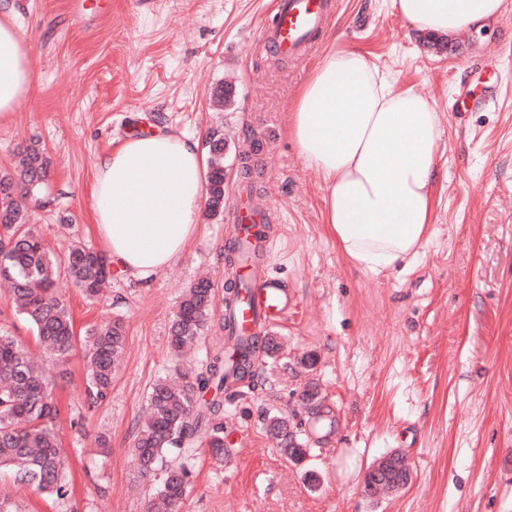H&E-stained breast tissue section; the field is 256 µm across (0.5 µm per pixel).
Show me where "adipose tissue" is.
Returning a JSON list of instances; mask_svg holds the SVG:
<instances>
[{
  "label": "adipose tissue",
  "mask_w": 512,
  "mask_h": 512,
  "mask_svg": "<svg viewBox=\"0 0 512 512\" xmlns=\"http://www.w3.org/2000/svg\"><path fill=\"white\" fill-rule=\"evenodd\" d=\"M418 33L484 27L503 0H391ZM32 45L0 12V122L32 93ZM441 119L429 98L396 90L361 51L330 46L299 90L287 134L327 189L324 224L346 263L370 277L403 273L428 240ZM198 138L129 137L97 165L92 212L119 273L147 281L174 264L199 226L206 192Z\"/></svg>",
  "instance_id": "adipose-tissue-1"
}]
</instances>
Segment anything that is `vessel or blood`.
Returning a JSON list of instances; mask_svg holds the SVG:
<instances>
[{
	"label": "vessel or blood",
	"instance_id": "b4317fda",
	"mask_svg": "<svg viewBox=\"0 0 512 512\" xmlns=\"http://www.w3.org/2000/svg\"><path fill=\"white\" fill-rule=\"evenodd\" d=\"M331 13L332 0H276L275 14L262 30L266 52L278 59L307 55ZM238 196L239 202L231 211L230 219L239 230L276 221V212L267 205L257 206L248 187H240ZM236 274L250 286L237 313L242 332L248 334L255 325L266 326L279 320L288 307L286 286L253 262L238 265Z\"/></svg>",
	"mask_w": 512,
	"mask_h": 512
}]
</instances>
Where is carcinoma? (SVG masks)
<instances>
[{
	"mask_svg": "<svg viewBox=\"0 0 512 512\" xmlns=\"http://www.w3.org/2000/svg\"><path fill=\"white\" fill-rule=\"evenodd\" d=\"M211 160L205 208L216 217L224 212V138L210 137ZM49 160L42 149L29 146L21 153L16 175L0 177V280L11 285L16 311L30 324L43 352L42 362L8 332L0 331V469L11 472L16 485L58 502L70 497V482L59 446L56 422L61 408L54 394L50 365L68 359L76 346L84 350L85 393L101 401L112 383L126 346V329L119 318L76 331L70 308L56 293L61 275L69 277L85 298L96 299L110 272L107 257L75 243L61 254L53 251L28 224L15 199L17 187L31 193L44 183ZM233 261L253 260L255 249L240 238ZM214 285L202 278L183 294L175 312L169 349L180 357L197 344L212 319ZM229 350H215L203 363L173 383L159 379L148 396V414L134 441L138 473L158 480L147 512H180L191 477L190 445L203 439L216 458L224 455V387L251 375L254 356L262 349L269 357L280 351L276 336H240L231 316L224 319Z\"/></svg>",
	"mask_w": 512,
	"mask_h": 512,
	"instance_id": "1",
	"label": "carcinoma"
}]
</instances>
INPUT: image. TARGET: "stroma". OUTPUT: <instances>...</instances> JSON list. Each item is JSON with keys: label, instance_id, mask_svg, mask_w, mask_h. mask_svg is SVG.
<instances>
[{"label": "stroma", "instance_id": "35a3bbf8", "mask_svg": "<svg viewBox=\"0 0 512 512\" xmlns=\"http://www.w3.org/2000/svg\"><path fill=\"white\" fill-rule=\"evenodd\" d=\"M335 2L319 49L277 60L261 42L274 0H0L32 40L38 77L0 124V174L38 143L50 169L31 224L52 248L99 250L90 192L100 156L135 125L203 142L217 132L225 207L251 178L278 212L268 268L292 298L271 327L283 348L225 393L224 456L196 444L180 512H512V0L450 39L417 34L390 0ZM335 38L441 117L430 240L401 275L348 268L324 230L325 188L286 134L296 92ZM257 139L265 150L248 178L239 145ZM232 235L228 215H201L175 264L147 284L113 274L93 302L59 282L77 327L118 317L128 343L101 402L86 399L82 350L65 365L57 431L72 499L0 474L23 512H146L153 484L132 448L147 395L174 372L168 334L184 289L203 271L223 286ZM265 411L287 416L302 462L263 426ZM390 454L407 459L409 485L366 496L365 473Z\"/></svg>", "mask_w": 512, "mask_h": 512}]
</instances>
